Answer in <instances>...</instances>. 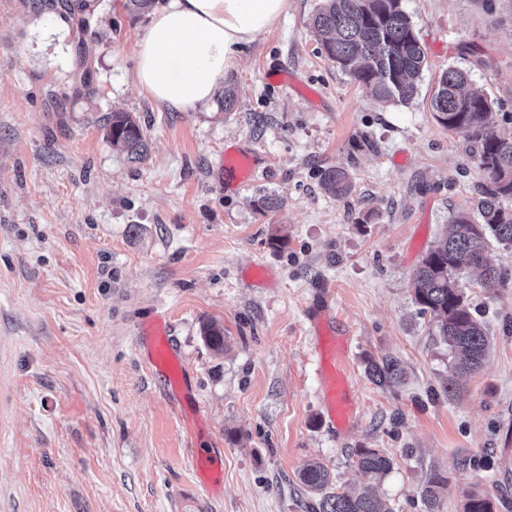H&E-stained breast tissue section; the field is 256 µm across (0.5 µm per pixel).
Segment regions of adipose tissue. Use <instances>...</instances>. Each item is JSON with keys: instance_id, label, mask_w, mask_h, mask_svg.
Wrapping results in <instances>:
<instances>
[{"instance_id": "ef3b65f1", "label": "adipose tissue", "mask_w": 512, "mask_h": 512, "mask_svg": "<svg viewBox=\"0 0 512 512\" xmlns=\"http://www.w3.org/2000/svg\"><path fill=\"white\" fill-rule=\"evenodd\" d=\"M287 8L288 0H167L137 42L136 87L175 111L208 106L242 46Z\"/></svg>"}]
</instances>
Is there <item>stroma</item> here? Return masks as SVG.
I'll return each mask as SVG.
<instances>
[{"mask_svg": "<svg viewBox=\"0 0 512 512\" xmlns=\"http://www.w3.org/2000/svg\"><path fill=\"white\" fill-rule=\"evenodd\" d=\"M320 4L288 0L243 49L224 77L232 110L171 112L135 86L149 19L124 0H90L84 65L78 19L0 0V512H311L302 466L353 490L359 448L392 458L380 492L393 512H424L435 472L442 512L473 492L512 512V280L486 291L463 274L491 349L452 400V354L411 287L488 182L431 96L445 70H466L494 102L491 125L512 133V0H402L428 60L405 103L373 99L326 58L309 25ZM115 112L142 127L144 160L107 138ZM236 146L267 168L230 189L219 165ZM331 168L351 174L348 197L324 193ZM265 197L282 204L262 210ZM322 301L352 370L354 416L337 432L322 418ZM152 318L177 344L191 405L137 343ZM385 357L401 363L396 382L368 374ZM195 446L222 451L214 492ZM446 482L447 480L440 473H434L430 476L422 490L425 512H439V489L443 488Z\"/></svg>", "mask_w": 512, "mask_h": 512, "instance_id": "stroma-1", "label": "stroma"}]
</instances>
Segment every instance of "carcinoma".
Instances as JSON below:
<instances>
[{
  "label": "carcinoma",
  "mask_w": 512,
  "mask_h": 512,
  "mask_svg": "<svg viewBox=\"0 0 512 512\" xmlns=\"http://www.w3.org/2000/svg\"><path fill=\"white\" fill-rule=\"evenodd\" d=\"M321 37L326 57L381 102H407L414 98L427 66L425 52L402 0H323L310 20ZM435 120L461 135L471 146L478 171L487 175L490 186L478 206V216L458 213L448 235L436 242L412 274L416 303L431 314L441 340L452 353L444 390L448 398L461 390L457 377L477 372L489 351L486 330L471 310L459 275L469 268L481 270L479 286L485 290L507 283L509 273L486 263L488 236L512 245V210L505 201L512 198V136L500 135L489 123L492 101L472 85L469 73L450 68L438 82L430 100ZM112 145L134 160L146 152L143 131L132 115L114 112L106 124ZM323 190L338 199L353 188L350 173L332 168L325 173ZM211 348L224 349V327L211 323L204 329ZM369 376L381 383L402 376L400 362L385 357L371 364ZM357 466L372 480L359 493H332L330 473L321 463H307L300 472L302 484L323 493L315 512H392L378 492L393 461L372 448L356 451ZM446 479L430 476L422 490L426 512H439V489ZM463 512H494L489 496L470 494Z\"/></svg>",
  "instance_id": "1"
}]
</instances>
